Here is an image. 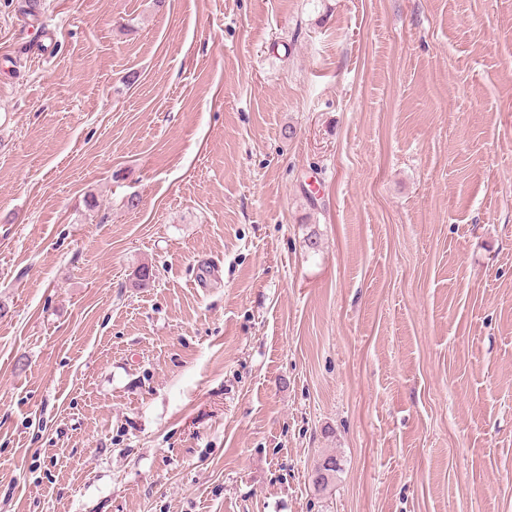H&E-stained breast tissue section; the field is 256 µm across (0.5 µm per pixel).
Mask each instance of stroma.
Masks as SVG:
<instances>
[{
  "mask_svg": "<svg viewBox=\"0 0 512 512\" xmlns=\"http://www.w3.org/2000/svg\"><path fill=\"white\" fill-rule=\"evenodd\" d=\"M0 512H512V0H0ZM326 472V476H320V480L312 481L315 489L318 491L326 490L336 479V473L341 471L339 461L336 456L329 455L320 460L314 467L312 474Z\"/></svg>",
  "mask_w": 512,
  "mask_h": 512,
  "instance_id": "obj_1",
  "label": "stroma"
}]
</instances>
